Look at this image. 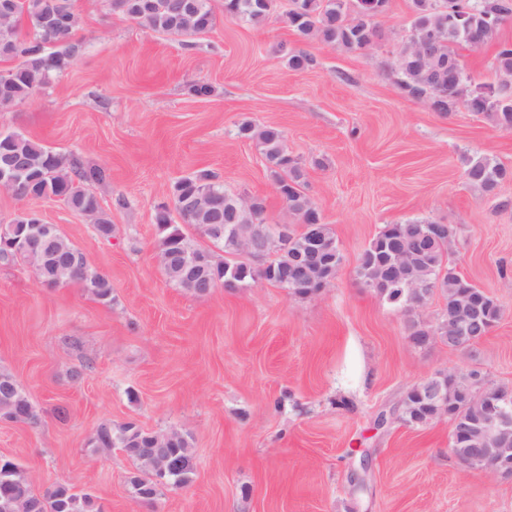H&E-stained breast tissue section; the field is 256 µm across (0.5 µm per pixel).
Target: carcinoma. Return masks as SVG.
I'll return each mask as SVG.
<instances>
[{
    "mask_svg": "<svg viewBox=\"0 0 512 512\" xmlns=\"http://www.w3.org/2000/svg\"><path fill=\"white\" fill-rule=\"evenodd\" d=\"M13 15L0 24V58H19L21 63L0 76V112H9L28 99L49 79L63 72V67L48 64L56 57H79L84 48L75 38L78 16L73 0H10ZM375 0H290L286 21L295 35L303 40L316 39L346 52H362L378 36L369 21H355L354 9L371 17ZM112 12L126 16L154 31L173 36H191L213 28L214 14L210 0H110ZM278 8V0H224V13L236 20L258 23ZM412 21L409 37L397 51L395 73L400 89L410 97L433 99L436 111L448 114V105L481 114L494 125L512 128V92L502 91L499 80L512 77V41L500 38V30H490L491 22L506 12L502 21L512 20V0H411ZM26 18L29 32L21 34L18 21ZM490 44L495 51L491 62L493 80L478 84L465 71L455 47L472 48ZM430 50L428 59L421 52ZM315 59L302 50L288 52L287 65L295 72L311 68ZM239 134L255 140L261 148L266 168L281 188V198L288 211L297 219L292 230V245L278 248L270 259V269L277 274L288 268L295 254L309 245L307 228L315 226L320 237L335 239L329 225L306 192L304 168L284 146L283 131L275 125L258 126L245 122ZM23 164L25 190L14 198L24 200L52 199L64 203L79 216L93 213L100 235L112 231V223L103 212L93 187L106 182L109 170L101 165H86L75 155L57 152L24 135L10 133L0 138V153ZM465 177L469 184L486 195L496 196L499 183L512 178V170L485 157L466 162ZM205 182L218 202L223 215L232 220L235 228L222 239L212 243L221 246L224 261L213 259L212 249L192 240L183 226L210 224L214 215L195 207L200 182ZM173 208L155 212L159 231L158 256L173 254H205L211 257L209 273L224 276L226 268L234 270L239 286L252 282V270L239 259L244 245L253 235V225L262 221L264 199L249 207L239 195L224 189V182L210 169L200 168L178 179L172 186ZM427 221L408 220L388 224L362 252L357 265L359 279L390 306L405 311L412 286L430 285V292L439 291L447 301L458 299L476 286L459 274L448 262L447 239L436 241L426 235ZM407 255L424 252L419 265L410 262L395 264L393 252ZM59 279L76 282L103 303L112 302V282L93 268L86 274L62 273ZM502 313L496 301H490L483 317L473 322L467 335L455 345L485 337ZM433 388L451 400L461 393L476 391L474 380L467 373L448 378L434 377ZM9 407L17 411H32L27 395L16 387L9 395ZM429 408L413 395L401 410L404 423L415 428L428 426ZM153 433L133 422L119 427L102 424L95 433L99 448L118 446L135 463L128 479L129 493L138 500L146 485L161 494L169 483L179 487L189 484L195 471V457L187 435L171 446L153 448ZM167 458L170 469L160 476L154 471V460ZM26 485L28 495L40 500V512H94L88 495L69 484H57L42 493L33 490L23 477L20 466L10 458L0 456V512H14L11 501L17 485Z\"/></svg>",
    "mask_w": 512,
    "mask_h": 512,
    "instance_id": "carcinoma-1",
    "label": "carcinoma"
}]
</instances>
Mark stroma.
<instances>
[{
  "mask_svg": "<svg viewBox=\"0 0 512 512\" xmlns=\"http://www.w3.org/2000/svg\"><path fill=\"white\" fill-rule=\"evenodd\" d=\"M211 6L212 30L175 37L107 0H75L82 55L0 112V130L109 169L95 193L114 228L105 239L58 202L0 193V222L39 212L112 282L104 304L78 283L43 286L25 260L0 262V369L39 415L33 428L0 421V455L36 491L67 483L105 512H512V480L463 467L447 420L417 429L395 412L450 368L512 385V209L495 210L462 166L511 168L512 128L403 95L389 51L409 34L410 0H392L380 46L360 53L298 40L277 12L252 25L225 16L224 0ZM291 49L314 67L290 70ZM196 81L209 98L188 95ZM246 119L283 130L335 233L343 262L323 291L252 282L198 297L157 262L155 210L202 167L264 198L266 223L293 222L259 146L238 133ZM413 219L452 227L449 262L501 308L468 349L413 345L402 312L356 275L384 225ZM127 422L189 433L192 481L135 503L133 461L92 442L101 424Z\"/></svg>",
  "mask_w": 512,
  "mask_h": 512,
  "instance_id": "1",
  "label": "stroma"
}]
</instances>
